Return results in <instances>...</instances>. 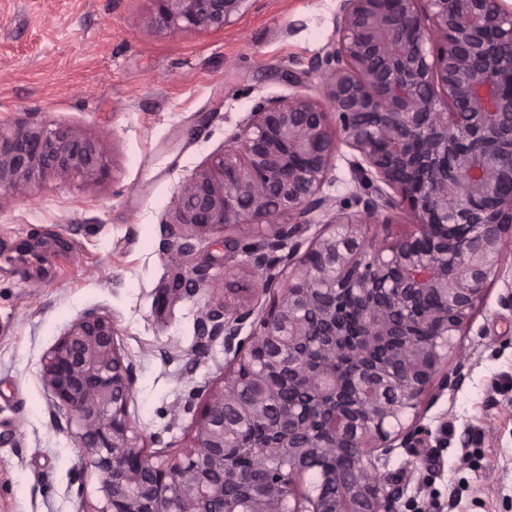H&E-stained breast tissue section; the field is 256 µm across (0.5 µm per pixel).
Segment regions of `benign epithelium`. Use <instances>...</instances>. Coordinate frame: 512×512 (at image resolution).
<instances>
[{
	"label": "benign epithelium",
	"mask_w": 512,
	"mask_h": 512,
	"mask_svg": "<svg viewBox=\"0 0 512 512\" xmlns=\"http://www.w3.org/2000/svg\"><path fill=\"white\" fill-rule=\"evenodd\" d=\"M246 2L151 0L150 21L220 30ZM336 31L311 61L316 93L258 103L173 197L177 257L190 250L186 228L203 237L267 227L250 265L256 289L273 291L258 313H202L200 335L224 337L232 359L207 389L192 445L152 451L133 426L134 366L111 316L82 313L44 354L41 380L97 477L98 502L82 495L77 512H399L417 467L383 480L376 460L431 436L408 413L462 384L464 363L449 367L455 336L512 268V5L341 0ZM487 32L509 53H488ZM342 144L358 153L364 193L335 201L322 185ZM47 173L92 193L110 166L73 127H0V196L25 197ZM316 212L331 231L304 250ZM400 215L409 230L392 241L366 233ZM422 327L431 339L415 338ZM277 369L298 393L288 404ZM258 425L263 433L237 447Z\"/></svg>",
	"instance_id": "obj_1"
}]
</instances>
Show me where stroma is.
<instances>
[{
  "label": "stroma",
  "instance_id": "1",
  "mask_svg": "<svg viewBox=\"0 0 512 512\" xmlns=\"http://www.w3.org/2000/svg\"><path fill=\"white\" fill-rule=\"evenodd\" d=\"M340 0H250L221 31L150 22V0H0V124L54 121L97 141L111 174L95 193L45 177L0 197V512H75L96 499L81 450L41 381V359L80 314L114 317L135 369L131 421L151 449L191 444L205 388L219 384L223 338L197 322L223 300L255 308L257 227L189 235L173 260L164 225L177 190L223 150L264 99L321 81L311 60L337 38ZM233 250H225L224 239ZM203 270L199 289L177 280ZM512 271L493 281L457 342L465 380L417 409L432 435L398 448L379 474L414 461L403 512H512ZM497 464L495 478L485 476Z\"/></svg>",
  "mask_w": 512,
  "mask_h": 512
}]
</instances>
